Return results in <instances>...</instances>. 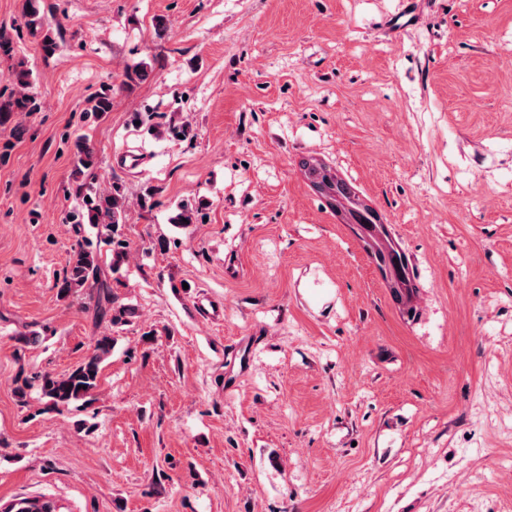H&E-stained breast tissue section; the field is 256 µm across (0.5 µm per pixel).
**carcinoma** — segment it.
Instances as JSON below:
<instances>
[{"instance_id": "obj_1", "label": "carcinoma", "mask_w": 512, "mask_h": 512, "mask_svg": "<svg viewBox=\"0 0 512 512\" xmlns=\"http://www.w3.org/2000/svg\"><path fill=\"white\" fill-rule=\"evenodd\" d=\"M26 26L42 29V50L50 54L57 48L56 38L46 16L41 12L39 0H24ZM11 78L20 88L19 95L0 103V126L9 123L16 112H39L41 102L30 92L32 71L20 68L12 71ZM90 112L101 116L112 110V86L104 85L92 97ZM75 186L73 191L77 205L69 212L67 220L75 232L80 234L69 254L63 277L56 282L58 296L68 298L79 294L85 288L96 289L95 316L111 327L129 323L131 308L119 303L112 295L108 278L102 269L103 257L110 256L109 268L117 270L128 255L130 244L124 236L126 220V193L123 185L116 183L108 192H98L84 179L85 172L94 167L98 155L86 137L73 142ZM337 191L346 201L348 218L345 222L358 226L357 235L364 241L368 252L379 268L390 270L398 281V287L391 289L396 301L402 295L409 297L417 292L415 278L410 274L408 259L393 242L386 225L381 223L374 211L361 207L356 196L346 193L342 187ZM204 208V202H182L173 223L193 224ZM97 229L96 239L82 235L84 225ZM114 338L108 334L97 337L92 352L73 369L61 375L44 373L34 379L24 378L15 389L18 398L25 399L28 391L35 389L46 400L47 408L58 410L79 401H87L98 388L102 364L111 354ZM13 512H55L56 506L50 501L37 502L35 498L19 497L12 500Z\"/></svg>"}]
</instances>
